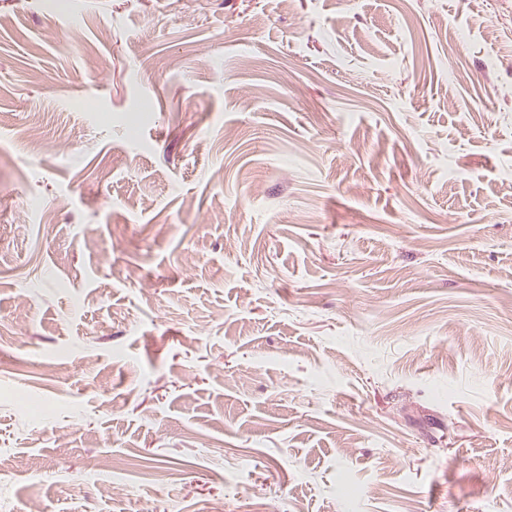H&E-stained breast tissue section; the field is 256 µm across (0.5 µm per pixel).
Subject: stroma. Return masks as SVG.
<instances>
[{
  "label": "stroma",
  "instance_id": "obj_1",
  "mask_svg": "<svg viewBox=\"0 0 512 512\" xmlns=\"http://www.w3.org/2000/svg\"><path fill=\"white\" fill-rule=\"evenodd\" d=\"M0 455L11 512H512V0H0Z\"/></svg>",
  "mask_w": 512,
  "mask_h": 512
}]
</instances>
